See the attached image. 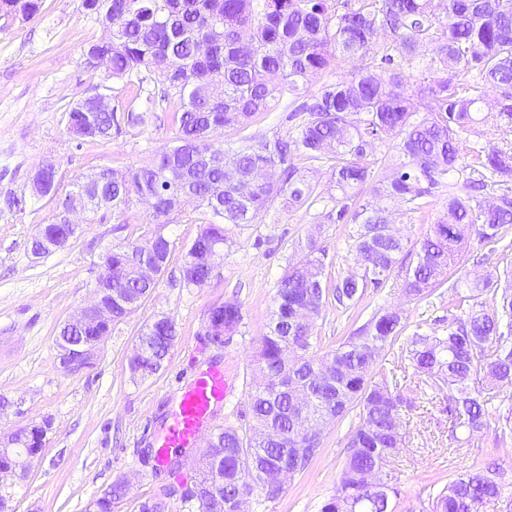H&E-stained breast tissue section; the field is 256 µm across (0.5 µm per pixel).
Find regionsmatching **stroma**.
<instances>
[{
    "label": "stroma",
    "instance_id": "obj_1",
    "mask_svg": "<svg viewBox=\"0 0 512 512\" xmlns=\"http://www.w3.org/2000/svg\"><path fill=\"white\" fill-rule=\"evenodd\" d=\"M110 37V29L84 9L82 0H41L32 19L0 33V195L27 192L30 174L48 159L68 182L104 165L142 164L154 150L171 144L166 117L176 109L172 102L155 109L146 125L123 128L107 144L77 141L68 134L66 109L102 82V71L86 63L85 51ZM461 140L462 172L453 188L435 189L419 212L389 204L387 218L408 242L421 240L443 219L449 192H463L472 148L510 145L512 134L489 118L479 133H463ZM289 162L311 174L320 201L308 209L278 202L257 223L236 227L212 279L196 288L184 287L180 276L182 256L200 229L195 203L185 204L171 224L148 223L143 205L131 224L120 213L105 212L96 223L82 225L67 247L42 257L32 254L31 240L49 212L46 201L30 202L18 215L0 213V396L12 402L0 410V437L46 416L53 420L45 448L26 478L8 487L15 512H88L100 491L119 477L127 480L128 490L113 512H139L142 501L172 481L169 468L155 462L153 440L163 432L179 388L208 363L220 364L237 386L221 421L249 423L242 376L252 370L256 339L266 330L277 281L288 262L302 257L313 242L325 249L332 280L358 269L355 226L335 218L330 161L310 162L294 155ZM155 232L173 245L172 260L156 290L116 326L91 368L64 375L54 344L57 329L90 301L105 253L117 244L145 241ZM460 265L469 279L483 277L503 267L502 247L468 243ZM402 279V271L394 270L384 288L367 290L347 309L327 300L315 321L320 351L334 348L381 308L404 310L409 321L429 326L447 318V298L435 299L429 307L408 303L401 293ZM233 297L243 308L240 331L224 348L203 345L210 308ZM159 315L175 320L178 339L157 374L133 379L129 360L137 333ZM378 370L404 398L405 445L386 465L400 479L397 512H421L430 486L445 484L461 470L488 462L512 464V441L499 442L495 427L463 444L449 439L448 417L440 411L443 391L404 369L400 350L391 351ZM356 421L352 414L329 426L309 467L287 480L283 494L274 500L251 496L244 512H320L335 489L347 435Z\"/></svg>",
    "mask_w": 512,
    "mask_h": 512
}]
</instances>
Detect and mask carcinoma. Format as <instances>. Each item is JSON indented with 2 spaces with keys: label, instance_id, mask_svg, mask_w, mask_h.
Returning <instances> with one entry per match:
<instances>
[{
  "label": "carcinoma",
  "instance_id": "carcinoma-1",
  "mask_svg": "<svg viewBox=\"0 0 512 512\" xmlns=\"http://www.w3.org/2000/svg\"><path fill=\"white\" fill-rule=\"evenodd\" d=\"M112 30L102 46L110 69L101 87L123 81L140 92L142 73L159 82L149 101L177 100L170 122L175 145L161 147L140 166H102L77 178L71 189L61 187L53 165L33 173V196L53 203L46 222L38 225L31 243L36 252L43 240L68 243L79 229L70 222V197L78 192L90 200L85 223L94 224L98 199L125 214L152 196L154 206L180 215L185 199L202 209L200 230L182 256L185 287L207 281L213 268L201 260L211 245L231 243L227 225L254 224L277 201L289 207L312 206L317 187L298 168L276 174V167L296 151L317 161L335 159L332 176L343 199L368 184L372 196L399 200L417 212L432 190L459 171L462 132L482 123L480 103L496 93V118L512 125V0H83ZM40 0H0V32L35 15ZM389 42L380 46L377 32ZM437 45L439 66L416 65V50ZM370 56L380 69L365 67L312 93V78L352 56ZM278 73L281 82L268 76ZM293 98L289 118L298 121L297 134L269 140L245 135L235 149L216 141L218 132L249 127L254 116L270 112L284 96ZM150 113L98 112L79 99L67 111L66 129L81 140H112L125 123L145 125ZM396 140L395 172L376 177L367 148L376 140ZM477 178L467 187H485V173L494 177L500 194L487 203L470 195H448L447 219L432 225L423 239L407 247L385 232L382 208L366 203L353 212L343 204L336 221L357 225L353 235L360 273L326 288L325 250L315 245L288 264L278 279L274 311L267 331L257 339V370L270 378L265 389L249 393L251 420L247 427L226 425L213 433L215 447L200 459L199 489L185 501L196 512H236V499L260 494L277 499L283 490L268 489L259 473L278 466L284 445L303 437L294 419L295 390H305L316 412L330 410L332 421L359 409V420L348 434L349 452L334 494L321 512H397L398 478L382 471L384 462L404 447L400 432V392L386 377L376 380L375 366L403 341L404 360L418 375L435 376L446 394L451 438L480 432L488 425L498 393L512 388V289L500 288L512 277V266L481 280L458 276L464 246L472 240L497 244L512 224V146L492 147L476 154L471 167ZM416 262L404 267L407 258ZM108 272L122 280L128 304L113 309L112 323L92 321L69 333L110 336L115 326L137 311L157 282L145 283L136 272L142 260L167 268L172 244L156 233L146 243L128 241L105 254ZM406 268L401 289L406 301L428 302L434 291L448 288V325L427 328L410 323L400 311L379 309L335 348L320 354L313 322L299 323L295 310L321 315L326 294L345 306L368 288L385 287L396 267ZM466 292H461V289ZM213 328L238 333L242 304L228 299L211 308ZM138 336L150 337L151 350L130 361L142 379L156 374L177 336L176 322L161 315L145 323ZM335 364V377L315 383L319 364ZM223 483L214 484V472ZM512 496V469L499 464L473 468L429 494L430 512H470L501 494ZM126 495L120 479L106 486L93 501L102 510ZM168 493L160 490L140 505V512H166Z\"/></svg>",
  "mask_w": 512,
  "mask_h": 512
}]
</instances>
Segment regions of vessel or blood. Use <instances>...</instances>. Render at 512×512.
<instances>
[{"instance_id":"vessel-or-blood-1","label":"vessel or blood","mask_w":512,"mask_h":512,"mask_svg":"<svg viewBox=\"0 0 512 512\" xmlns=\"http://www.w3.org/2000/svg\"><path fill=\"white\" fill-rule=\"evenodd\" d=\"M232 394V384L214 365L198 372L182 387L166 429L154 441L157 465H167L173 457L197 447L216 428V416Z\"/></svg>"}]
</instances>
